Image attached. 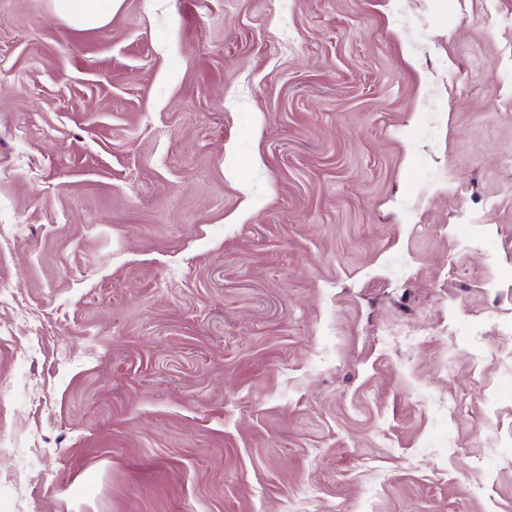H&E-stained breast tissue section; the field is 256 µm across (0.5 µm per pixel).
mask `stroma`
<instances>
[{
	"instance_id": "35a3bbf8",
	"label": "stroma",
	"mask_w": 512,
	"mask_h": 512,
	"mask_svg": "<svg viewBox=\"0 0 512 512\" xmlns=\"http://www.w3.org/2000/svg\"><path fill=\"white\" fill-rule=\"evenodd\" d=\"M0 512H512V0H0ZM52 14L80 30H99L112 22L120 0H50Z\"/></svg>"
}]
</instances>
